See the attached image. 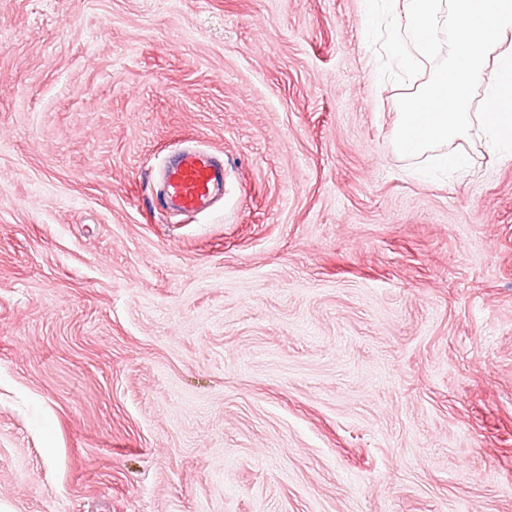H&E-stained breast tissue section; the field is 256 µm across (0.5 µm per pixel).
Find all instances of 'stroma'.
<instances>
[{
    "label": "stroma",
    "mask_w": 512,
    "mask_h": 512,
    "mask_svg": "<svg viewBox=\"0 0 512 512\" xmlns=\"http://www.w3.org/2000/svg\"><path fill=\"white\" fill-rule=\"evenodd\" d=\"M363 0H0V512H512V157L399 153ZM192 144L224 197L160 208Z\"/></svg>",
    "instance_id": "stroma-1"
}]
</instances>
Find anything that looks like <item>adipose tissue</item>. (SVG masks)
<instances>
[{"instance_id": "adipose-tissue-1", "label": "adipose tissue", "mask_w": 512, "mask_h": 512, "mask_svg": "<svg viewBox=\"0 0 512 512\" xmlns=\"http://www.w3.org/2000/svg\"><path fill=\"white\" fill-rule=\"evenodd\" d=\"M365 6L406 77L430 62L440 34L451 35L447 60L406 99L398 141L413 138L423 153L466 137L478 124L499 153L512 156V0H365ZM480 83L489 93L475 114L473 89Z\"/></svg>"}]
</instances>
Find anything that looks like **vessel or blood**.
Wrapping results in <instances>:
<instances>
[{
	"instance_id": "b4317fda",
	"label": "vessel or blood",
	"mask_w": 512,
	"mask_h": 512,
	"mask_svg": "<svg viewBox=\"0 0 512 512\" xmlns=\"http://www.w3.org/2000/svg\"><path fill=\"white\" fill-rule=\"evenodd\" d=\"M224 186L219 156L183 150L162 166L160 203L164 208L198 213L207 210Z\"/></svg>"
}]
</instances>
